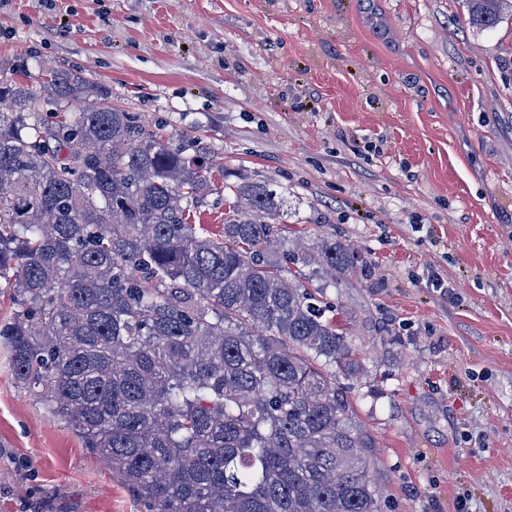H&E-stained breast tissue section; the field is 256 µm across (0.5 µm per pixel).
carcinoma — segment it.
<instances>
[{"mask_svg": "<svg viewBox=\"0 0 512 512\" xmlns=\"http://www.w3.org/2000/svg\"><path fill=\"white\" fill-rule=\"evenodd\" d=\"M512 0H468L495 27ZM0 280L17 380L150 512H380L371 435L336 374L364 368L312 282L354 250L279 228L266 182L219 193L209 147L53 69L0 77ZM219 195V196H218ZM209 205L201 208L200 224H209L210 229L218 233L224 223V210H228V202L224 204V191L209 198Z\"/></svg>", "mask_w": 512, "mask_h": 512, "instance_id": "cac0c4a2", "label": "carcinoma"}]
</instances>
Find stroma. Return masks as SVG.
Instances as JSON below:
<instances>
[{
    "label": "stroma",
    "mask_w": 512,
    "mask_h": 512,
    "mask_svg": "<svg viewBox=\"0 0 512 512\" xmlns=\"http://www.w3.org/2000/svg\"><path fill=\"white\" fill-rule=\"evenodd\" d=\"M66 68L224 181H264L289 230L336 236L326 286L368 372L382 512H512V16L465 0H0V76ZM0 336V512H143ZM468 1V22L481 28L495 27L506 9L512 12L511 0H466Z\"/></svg>",
    "instance_id": "obj_1"
}]
</instances>
